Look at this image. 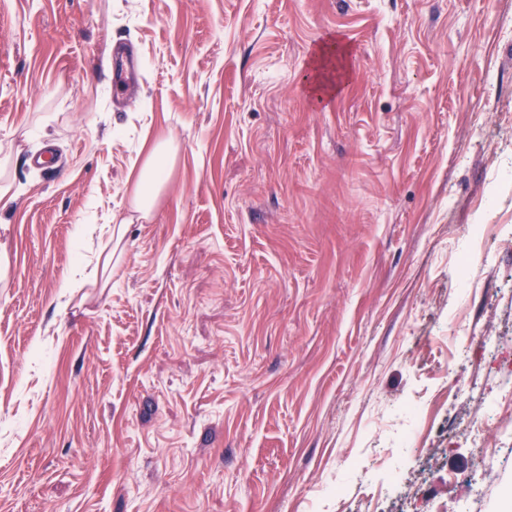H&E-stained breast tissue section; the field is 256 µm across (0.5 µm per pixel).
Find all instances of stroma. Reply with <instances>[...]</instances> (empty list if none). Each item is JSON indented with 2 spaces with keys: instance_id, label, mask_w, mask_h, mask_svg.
Instances as JSON below:
<instances>
[{
  "instance_id": "35a3bbf8",
  "label": "stroma",
  "mask_w": 512,
  "mask_h": 512,
  "mask_svg": "<svg viewBox=\"0 0 512 512\" xmlns=\"http://www.w3.org/2000/svg\"><path fill=\"white\" fill-rule=\"evenodd\" d=\"M0 171V512L472 503L464 430L512 414L479 341L512 347V0H0ZM173 159L169 141L157 144L141 171L134 206L146 216L153 210L155 199L167 182Z\"/></svg>"
}]
</instances>
